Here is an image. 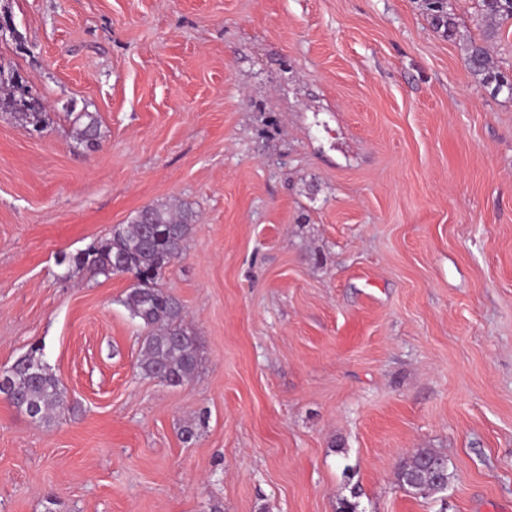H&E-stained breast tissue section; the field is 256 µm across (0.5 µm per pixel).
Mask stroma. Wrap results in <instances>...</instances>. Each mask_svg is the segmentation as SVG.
Instances as JSON below:
<instances>
[{"mask_svg":"<svg viewBox=\"0 0 512 512\" xmlns=\"http://www.w3.org/2000/svg\"><path fill=\"white\" fill-rule=\"evenodd\" d=\"M0 4L49 109L0 112V368L40 347L65 393L47 423L0 398V512H512V99L464 64L477 0L456 39L420 0ZM174 200L178 388L137 368L132 277L61 261ZM75 122H81L80 137L88 150L96 149L99 137V121L92 112H79ZM433 459H442L441 456L430 448L418 450L407 461L403 462L396 473L401 487H410L422 497L426 498L434 493L436 485H443L448 480V474L443 470L441 479H435L434 475L426 468V463ZM443 485L438 491L444 489Z\"/></svg>","mask_w":512,"mask_h":512,"instance_id":"obj_1","label":"stroma"}]
</instances>
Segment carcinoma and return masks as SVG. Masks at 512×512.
Here are the masks:
<instances>
[{
    "mask_svg": "<svg viewBox=\"0 0 512 512\" xmlns=\"http://www.w3.org/2000/svg\"><path fill=\"white\" fill-rule=\"evenodd\" d=\"M429 24L448 39L457 35V26L448 12V0H423ZM484 19L481 41L468 40L464 45V63L476 81L492 92H507L512 99V82L505 81L506 73L492 62L490 46L499 34L500 25L512 20V0H479ZM0 112H10L24 125L44 130L49 123L47 106L38 99V107L26 109L21 100L33 96L26 80L17 72H4L0 67ZM76 121L81 123L80 137L89 150L96 149L99 121L91 112H80ZM195 222L189 209L170 203L142 208L127 228L118 229L112 236L88 246L68 258L78 269H87L95 275L109 277L116 272L135 276L124 301L132 319L148 330L145 336L140 373L149 378L177 387L190 381L198 366L196 334L185 323V312L179 301L157 287L162 270L180 257L184 244ZM13 393L11 404L33 419L47 420L63 401V392L56 375L34 348L13 363L9 383ZM440 455L430 449L418 450L397 471L400 486L414 489L422 497L432 495L441 479L426 468V463Z\"/></svg>",
    "mask_w": 512,
    "mask_h": 512,
    "instance_id": "cac0c4a2",
    "label": "carcinoma"
}]
</instances>
